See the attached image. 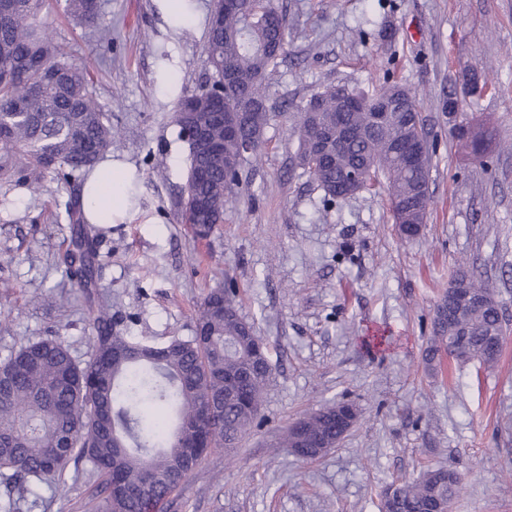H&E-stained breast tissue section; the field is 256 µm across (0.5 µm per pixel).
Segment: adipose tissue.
I'll list each match as a JSON object with an SVG mask.
<instances>
[{
    "mask_svg": "<svg viewBox=\"0 0 512 512\" xmlns=\"http://www.w3.org/2000/svg\"><path fill=\"white\" fill-rule=\"evenodd\" d=\"M130 177L124 165L109 160L87 172L80 197L81 211L89 224H121L129 214Z\"/></svg>",
    "mask_w": 512,
    "mask_h": 512,
    "instance_id": "adipose-tissue-1",
    "label": "adipose tissue"
}]
</instances>
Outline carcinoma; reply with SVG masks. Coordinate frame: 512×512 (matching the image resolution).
<instances>
[{
	"label": "carcinoma",
	"mask_w": 512,
	"mask_h": 512,
	"mask_svg": "<svg viewBox=\"0 0 512 512\" xmlns=\"http://www.w3.org/2000/svg\"><path fill=\"white\" fill-rule=\"evenodd\" d=\"M46 0H0V174L26 181L53 172L61 180L93 165L112 148L117 131L98 104L89 62H76L53 41L43 20ZM73 18L92 26L102 0H67ZM288 37L286 15L271 0H239L238 10L206 33V64L213 78H230L224 111L243 113L241 136L224 138V116L204 114L211 137L224 141V154L189 150V165L209 180L184 192L180 222L221 224L224 198L239 183L249 155L243 142L264 131L271 106L264 81L282 60L265 52L274 39ZM333 133L323 147L335 163L317 157L307 114ZM421 103L395 83L377 91L328 87L300 106L297 158L330 201L340 200L338 183L349 168H366L356 190H383L400 235H418L427 223L432 197V154L417 164L407 144L427 142ZM456 146L479 158L494 140L485 122L477 130L452 131ZM73 248L62 256L65 274L80 288L101 278L92 231L66 204ZM449 296L437 302L424 363L439 352L460 363L490 365L488 343L505 334L497 310L462 308L448 320ZM467 347L455 354L460 335ZM271 363L263 340L246 334L229 288H214L201 301L194 336L165 342L138 339L100 312L93 323L87 360L73 358L56 336L29 341L0 362V512H19L14 493L45 485L69 490L68 474L88 462L97 473L98 512H161L172 494L194 474L185 455L196 459L230 451L253 427L269 381ZM206 405L213 421L200 419ZM344 404L336 403L300 418L282 446L299 443L309 460L336 445L344 432ZM395 496L381 499V512H419L435 499L453 509L464 479L459 472L430 468L392 484Z\"/></svg>",
	"instance_id": "cac0c4a2"
}]
</instances>
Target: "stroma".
Returning <instances> with one entry per match:
<instances>
[{"mask_svg": "<svg viewBox=\"0 0 512 512\" xmlns=\"http://www.w3.org/2000/svg\"><path fill=\"white\" fill-rule=\"evenodd\" d=\"M193 2L195 19L179 24L165 0H104L105 48L66 0H49L54 41L99 58L93 88L119 131L111 154L133 169L138 196L124 223L94 229L102 279L89 295L68 287L60 261L64 203L80 197L82 173H45L35 190L0 178V361L46 336L87 359L101 307L132 336L186 339L207 293L229 287L273 367L260 423L232 454H209L164 512H379L386 486L437 467L464 477L454 512H512V0H274L290 21L265 83L277 108L202 243L178 221L189 162L176 103L206 85L214 8ZM469 71L491 72L494 85L449 116L446 93ZM393 81L418 94L433 150L432 211L410 239L385 197L327 201L294 161L312 94ZM488 118L495 146L478 161L458 151L454 123ZM466 270L502 304L501 354L427 368L435 306ZM341 399L359 420L336 448L306 460L280 447L289 425ZM95 485L80 465L69 493L40 488L33 512H96Z\"/></svg>", "mask_w": 512, "mask_h": 512, "instance_id": "stroma-1", "label": "stroma"}]
</instances>
